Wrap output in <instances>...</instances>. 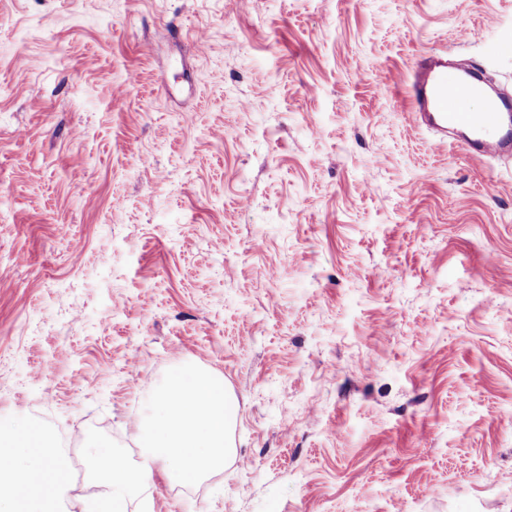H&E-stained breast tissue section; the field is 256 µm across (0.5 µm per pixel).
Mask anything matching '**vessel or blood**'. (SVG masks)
I'll use <instances>...</instances> for the list:
<instances>
[{"label": "vessel or blood", "instance_id": "obj_1", "mask_svg": "<svg viewBox=\"0 0 512 512\" xmlns=\"http://www.w3.org/2000/svg\"><path fill=\"white\" fill-rule=\"evenodd\" d=\"M480 90L478 78L464 66L449 68L441 55L421 58L409 86L415 118L433 131L435 145L452 140L476 156L512 155V98L499 97L476 111L470 102Z\"/></svg>", "mask_w": 512, "mask_h": 512}]
</instances>
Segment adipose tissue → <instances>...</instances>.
Instances as JSON below:
<instances>
[{
  "mask_svg": "<svg viewBox=\"0 0 512 512\" xmlns=\"http://www.w3.org/2000/svg\"><path fill=\"white\" fill-rule=\"evenodd\" d=\"M70 471L66 456L48 453L40 429L0 426V512H55Z\"/></svg>",
  "mask_w": 512,
  "mask_h": 512,
  "instance_id": "ef3b65f1",
  "label": "adipose tissue"
}]
</instances>
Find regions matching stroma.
Here are the masks:
<instances>
[{
  "instance_id": "obj_1",
  "label": "stroma",
  "mask_w": 512,
  "mask_h": 512,
  "mask_svg": "<svg viewBox=\"0 0 512 512\" xmlns=\"http://www.w3.org/2000/svg\"><path fill=\"white\" fill-rule=\"evenodd\" d=\"M435 52L512 93V0H0V420L137 462L192 363L230 458L126 512H512V158ZM454 69V74L448 73V57L441 55L423 57L417 62L409 85L417 122L434 132L436 146L446 145L451 134L456 138L450 142L472 155L510 157L511 97H498L485 106V98L475 96L482 91L480 80L470 76L463 65ZM474 104L480 105L477 109L485 107L474 111Z\"/></svg>"
}]
</instances>
